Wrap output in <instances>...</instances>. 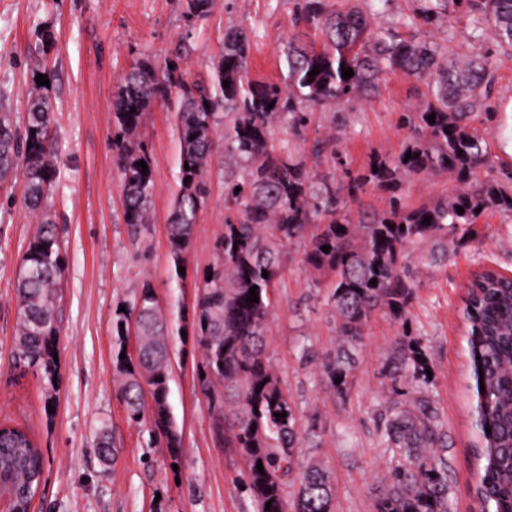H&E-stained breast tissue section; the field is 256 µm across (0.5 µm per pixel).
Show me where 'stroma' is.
<instances>
[{
  "label": "stroma",
  "mask_w": 512,
  "mask_h": 512,
  "mask_svg": "<svg viewBox=\"0 0 512 512\" xmlns=\"http://www.w3.org/2000/svg\"><path fill=\"white\" fill-rule=\"evenodd\" d=\"M420 0H387L377 16L383 28L416 17ZM287 0H213L204 20L185 27L179 0H0V108L23 123L33 69L45 70L55 101L60 177L50 200L51 217L63 229L60 362L63 384L54 413H46L38 380L12 364L17 317L16 279L38 223L9 188L0 189V422L28 429L40 448L45 471L34 512H258L243 486L245 461L214 434L215 416L198 385L196 344L183 336L184 315L195 301L214 243L224 232V142L216 140L208 166L209 197L197 217L184 275L169 256L167 225L179 181L180 144L176 100L157 101L141 129L156 178L154 221L145 241H132L123 222V185L112 152V99L135 57L162 60L179 42L190 47L187 78L207 82L224 50L229 29H244L251 43L252 77L282 81L281 49L295 32ZM53 28L55 48L34 62L28 45L37 25ZM414 33L458 52L490 53L496 67L495 115L477 119L489 144L478 180H500L512 171V58L492 42L472 44L464 14L418 21ZM427 94L424 81L400 72L383 77L375 92L345 105L314 112L299 151L336 135L335 152L314 159L316 172L335 173V157L350 171L363 170L374 155L395 156L406 144L401 113L414 112ZM449 174L415 176L402 189L416 207L448 196ZM478 237L433 260L427 246H412L407 261L417 266L406 322L376 311L361 346L352 352L350 388L340 396L321 365L336 352V318L330 305L333 279L313 276L303 263L305 242L288 249L267 322V355L288 398L297 407L304 456H319L335 487L333 512H373V499L388 454L381 444L382 416L398 394L384 374L410 331L432 360L427 386L445 424L450 512H478L473 497L476 440L475 399L470 389L464 331V287L479 269L512 276V215L485 212ZM151 280L172 333L169 404L182 436L172 458L149 419L133 421L115 381L113 325L116 311L131 303ZM107 428L114 454L97 455L99 428Z\"/></svg>",
  "instance_id": "1"
}]
</instances>
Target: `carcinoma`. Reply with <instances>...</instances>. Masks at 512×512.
<instances>
[{
	"mask_svg": "<svg viewBox=\"0 0 512 512\" xmlns=\"http://www.w3.org/2000/svg\"><path fill=\"white\" fill-rule=\"evenodd\" d=\"M422 2L425 21L465 13L473 43L489 34L501 54L512 55V0ZM212 5L213 0H181L185 26L205 19ZM292 5L295 25L321 30L327 45L319 50L288 41L282 48L287 74L280 83L249 77L250 40L242 29L227 32L224 52L206 84L188 81L185 47L162 63L149 54L135 58L112 101V151L123 182L124 224L132 239L140 241L151 223L156 191L150 152L140 131L157 100L178 97L179 188L168 229L170 260L177 270L185 266L198 213L206 204L207 166L218 129L224 130V158L229 161L224 234L215 244L214 263L203 272L192 312L202 354L197 381L216 416L215 432L224 438V447L245 459L244 487L260 512H288L290 487L293 512H332L331 472L317 460L300 459L297 408L265 354L269 294L288 245L309 238L306 267L314 274L325 269L334 273L331 300L340 347L322 364V372L340 395L351 382L354 359L348 350L361 344L373 312L385 309L407 320L416 278L406 261L408 247L427 243L430 256H447L448 241L460 245L474 240L473 227L482 213L512 214V187L476 178L487 163L488 144L473 122L493 115L496 86L487 56L461 55L426 38L375 27L360 10H328L326 0H294ZM54 47L53 30L42 25L29 55L39 62ZM344 67L354 75L342 78ZM314 69L319 74L311 78ZM397 70L424 79L428 88L419 109L401 115L399 126L408 137L398 156L376 158L362 174L347 170L338 184L316 177L305 157L289 143L275 141L278 125H287L299 138L316 109L373 91L384 74ZM225 80L230 81L227 88ZM432 114L433 124L427 120ZM140 160L148 172L136 165ZM434 173L454 178L452 192L430 206L407 207L398 195L405 180ZM57 177L50 89L34 81L23 125L0 112V187L20 185L22 205L41 218L17 276L13 360L17 371L39 380L46 406L55 405L60 387L53 381L61 377L53 353L59 352L65 257L59 228L44 219ZM369 187L388 194L387 205L380 211L361 210L354 221L349 204ZM459 206L464 213H458ZM426 216L431 217L428 225L423 224ZM324 245L329 252L321 250ZM264 271L269 273L266 278ZM374 279L377 284L372 286ZM253 286L259 302L248 303ZM132 318L140 339L135 361L120 358L127 336L121 325ZM464 318L476 399L475 497L480 512H512V280L492 271L478 275L465 300ZM115 329L114 363L129 417L144 415L141 379L147 376L153 380L156 405L150 419L159 430L165 422L171 352L168 326L151 282H143L132 304L117 314ZM396 361L389 370L392 380L414 385L416 395L396 399L386 408L381 438L389 460L373 512H449L448 463L438 453L445 448L443 424L424 392L431 361L421 347L409 343L399 349ZM283 412L286 416L276 418ZM43 472V456L31 434L1 424L0 488L9 496V512H28Z\"/></svg>",
	"mask_w": 512,
	"mask_h": 512,
	"instance_id": "obj_1",
	"label": "carcinoma"
}]
</instances>
